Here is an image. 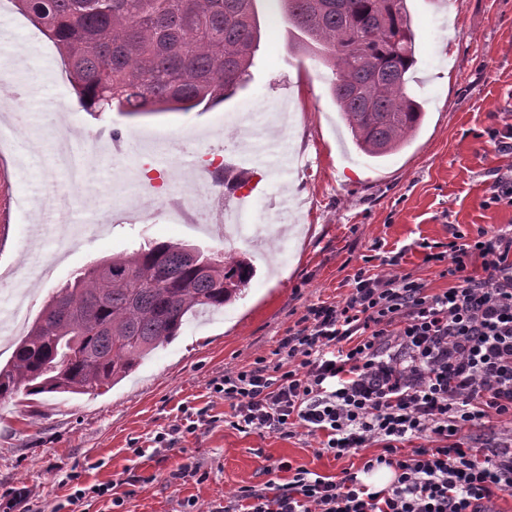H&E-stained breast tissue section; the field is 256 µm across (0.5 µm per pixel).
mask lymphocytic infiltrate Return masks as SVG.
<instances>
[{"label": "lymphocytic infiltrate", "instance_id": "lymphocytic-infiltrate-1", "mask_svg": "<svg viewBox=\"0 0 512 512\" xmlns=\"http://www.w3.org/2000/svg\"><path fill=\"white\" fill-rule=\"evenodd\" d=\"M450 287L363 266L347 297L306 307L275 351L211 381L229 425L292 438L343 459L376 444L364 471L394 473L376 490L351 472L322 476L278 460L218 512H490L512 491V225L421 241ZM432 448L400 456L404 443ZM288 473L285 483L273 475Z\"/></svg>", "mask_w": 512, "mask_h": 512}]
</instances>
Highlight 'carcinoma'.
I'll use <instances>...</instances> for the list:
<instances>
[{
	"mask_svg": "<svg viewBox=\"0 0 512 512\" xmlns=\"http://www.w3.org/2000/svg\"><path fill=\"white\" fill-rule=\"evenodd\" d=\"M60 55L79 109L128 118L206 112L250 76L257 0H15ZM289 48L331 71L353 142L377 163L425 120L410 94L417 63L407 0H279ZM255 267L233 251L145 239L94 262L47 301L0 369L20 390L108 389L179 335L184 318L242 295Z\"/></svg>",
	"mask_w": 512,
	"mask_h": 512,
	"instance_id": "obj_1",
	"label": "carcinoma"
}]
</instances>
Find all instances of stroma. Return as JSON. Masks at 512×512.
<instances>
[{
    "instance_id": "obj_1",
    "label": "stroma",
    "mask_w": 512,
    "mask_h": 512,
    "mask_svg": "<svg viewBox=\"0 0 512 512\" xmlns=\"http://www.w3.org/2000/svg\"><path fill=\"white\" fill-rule=\"evenodd\" d=\"M261 43L247 83L207 112H170L131 120L78 109L60 57L11 0H0V45H36L52 72L28 86L23 55H9L0 90L24 86L26 98L0 109V200L9 222L0 238V307L19 306L0 338V368L49 297L82 268L139 248L144 239L229 248L214 216L204 223L145 224L162 192H189L178 171L160 167L157 191L135 197L151 156L223 160L250 173L249 220L259 228L242 245L256 268L242 296L219 311L189 318L180 335L153 350L110 390L86 394L18 393L0 398V512H53L82 486L116 483L123 512H189L222 505L239 487L267 481L266 466L285 458L321 475L359 470L375 447L336 460L316 455L313 437L233 429L229 406L209 384L225 371L270 356L307 305L349 293L364 256L396 259L431 291L449 287L424 263L421 239L447 242L453 230L512 225V207L486 205L495 172L512 169V152L484 132L512 125V0H409L418 63L412 94L426 121L413 143L381 165L357 150L329 91V70L288 47L279 0H258ZM286 122L279 152L287 172L276 180L264 159L230 151L250 110ZM121 130L113 141L112 130ZM97 146V165L82 184L56 169L62 146ZM43 225L40 238L28 233ZM207 409L212 423L184 435L175 450L153 439L183 417ZM191 464L205 480L173 473ZM141 478L133 494L123 479Z\"/></svg>"
}]
</instances>
